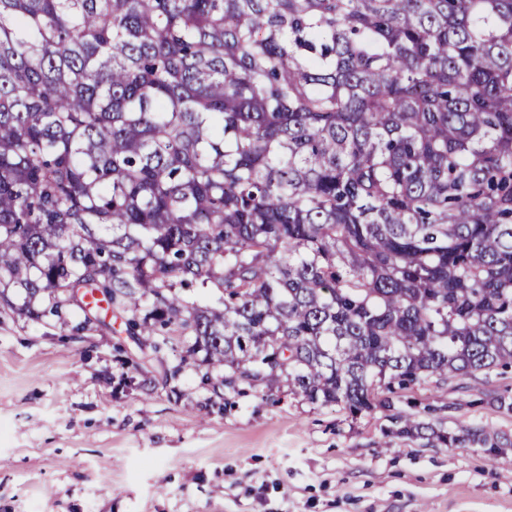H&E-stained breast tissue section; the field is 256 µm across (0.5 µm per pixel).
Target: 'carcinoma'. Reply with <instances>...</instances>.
<instances>
[{
    "label": "carcinoma",
    "mask_w": 512,
    "mask_h": 512,
    "mask_svg": "<svg viewBox=\"0 0 512 512\" xmlns=\"http://www.w3.org/2000/svg\"><path fill=\"white\" fill-rule=\"evenodd\" d=\"M98 295L353 416L512 368V0H0V307Z\"/></svg>",
    "instance_id": "carcinoma-1"
}]
</instances>
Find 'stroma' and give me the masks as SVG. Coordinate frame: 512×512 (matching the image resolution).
I'll list each match as a JSON object with an SVG mask.
<instances>
[{"instance_id":"35a3bbf8","label":"stroma","mask_w":512,"mask_h":512,"mask_svg":"<svg viewBox=\"0 0 512 512\" xmlns=\"http://www.w3.org/2000/svg\"><path fill=\"white\" fill-rule=\"evenodd\" d=\"M79 334L0 312V512H512V369L350 415L201 386L95 308ZM484 439L447 448L397 416Z\"/></svg>"}]
</instances>
